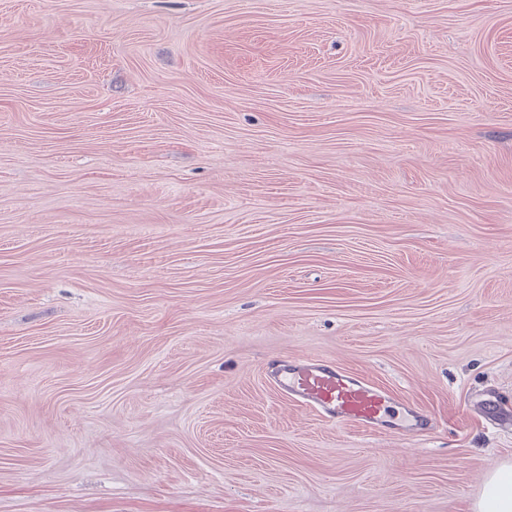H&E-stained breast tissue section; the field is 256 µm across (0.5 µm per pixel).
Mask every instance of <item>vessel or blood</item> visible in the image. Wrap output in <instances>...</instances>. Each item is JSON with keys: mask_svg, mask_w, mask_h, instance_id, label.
<instances>
[{"mask_svg": "<svg viewBox=\"0 0 512 512\" xmlns=\"http://www.w3.org/2000/svg\"><path fill=\"white\" fill-rule=\"evenodd\" d=\"M273 380L281 392L326 420L358 425L379 434L399 428L388 393L331 362L287 360L277 367Z\"/></svg>", "mask_w": 512, "mask_h": 512, "instance_id": "b4317fda", "label": "vessel or blood"}]
</instances>
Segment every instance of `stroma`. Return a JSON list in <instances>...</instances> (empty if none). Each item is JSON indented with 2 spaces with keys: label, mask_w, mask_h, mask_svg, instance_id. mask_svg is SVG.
<instances>
[{
  "label": "stroma",
  "mask_w": 512,
  "mask_h": 512,
  "mask_svg": "<svg viewBox=\"0 0 512 512\" xmlns=\"http://www.w3.org/2000/svg\"><path fill=\"white\" fill-rule=\"evenodd\" d=\"M504 461L512 0H0V512H472ZM278 389L332 422L373 433L400 429L392 398L381 388L321 359L284 361L273 376Z\"/></svg>",
  "instance_id": "obj_1"
}]
</instances>
